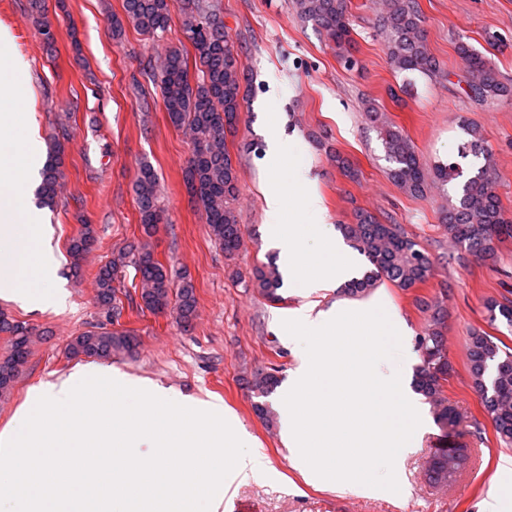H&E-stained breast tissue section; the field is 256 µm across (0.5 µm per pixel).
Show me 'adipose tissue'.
I'll return each mask as SVG.
<instances>
[{
	"label": "adipose tissue",
	"instance_id": "1",
	"mask_svg": "<svg viewBox=\"0 0 512 512\" xmlns=\"http://www.w3.org/2000/svg\"><path fill=\"white\" fill-rule=\"evenodd\" d=\"M42 155V145L34 133L0 134V247L8 262L0 273V295L27 305L39 304L54 278L55 264L43 225L30 220L27 184ZM268 215H276L286 195H294L313 216H320L319 197L304 182L288 183L283 172H267L261 185ZM266 235L280 252V265L286 275L297 278L313 292L333 290L358 274L352 255L336 236L326 238V258L309 263L299 238L283 225L267 224Z\"/></svg>",
	"mask_w": 512,
	"mask_h": 512
}]
</instances>
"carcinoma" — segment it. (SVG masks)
Instances as JSON below:
<instances>
[{
  "instance_id": "1",
  "label": "carcinoma",
  "mask_w": 512,
  "mask_h": 512,
  "mask_svg": "<svg viewBox=\"0 0 512 512\" xmlns=\"http://www.w3.org/2000/svg\"><path fill=\"white\" fill-rule=\"evenodd\" d=\"M299 19L323 33L336 48V54L351 62L352 28L348 0H293ZM124 15L112 16L109 25L115 36L124 24H130L149 35L161 36L170 21L168 0H123ZM425 19L418 0H384L381 33L391 68L398 74L419 73L436 76L440 65L430 52L424 35ZM183 30L191 42L199 67L190 74L188 57L179 49H170L151 77L159 81L162 103L171 124L188 132L192 151L185 171L187 187L198 184L191 193L192 201L204 211L215 243L227 257L234 256L242 244L241 224L235 202L238 197L237 175L227 150L226 134L238 121L244 100L245 74L229 45L224 20L216 0H188ZM456 51L465 65V94L482 110L493 108L502 97L512 92L501 80L488 59L471 44L461 40ZM364 112L375 124L386 160L389 177L412 195L425 191L428 182L445 186L457 182V197L448 201L442 223L451 242L464 250L458 260L465 263L495 258V243L512 238V212L506 210L497 194L498 172L494 153L480 128L469 123L464 127L467 140L458 146L461 157L480 161L473 173L463 177L457 163L438 161L425 169L415 146L403 128L388 119L383 109L367 100ZM65 146L54 142L47 152L37 196L41 204L52 206L58 198L57 184L64 163ZM134 192L141 216V228L151 236L164 223L160 205L158 177L149 165L140 167ZM338 230L361 254L372 269L362 278L345 285L343 293L357 297L378 287L381 282L407 291L427 281L432 260L421 245L399 224L381 219L365 210L356 213L355 223L340 224ZM97 241L93 225L81 224L77 235L69 241L70 269L82 275V263ZM134 270L135 287L140 291L144 308L155 312L170 311L185 325L190 324L197 304L195 287L185 274L177 273L143 247L123 248L100 266L95 274L97 303L112 317L120 315L121 300L115 282ZM251 284L269 300L279 299L281 277L273 265H257L251 272ZM429 313L425 335L419 337L421 363L416 368L414 388L433 407L441 428H453L458 416L448 404L444 392L451 366L445 345L444 329L447 312L438 303H420ZM490 321L512 328V300H491L487 304ZM0 333L8 336V348L0 355V398L8 397L23 372L30 353L33 330L0 311ZM137 339L128 331L105 326L82 332L67 344L69 358L83 356L110 359L132 354ZM467 365L472 386L490 418L498 441L512 444V352L501 350L488 334L475 331L468 344ZM279 384L272 372L257 373L251 389L255 397L268 396ZM456 448L434 450L427 476L435 485L448 484V471H457Z\"/></svg>"
}]
</instances>
